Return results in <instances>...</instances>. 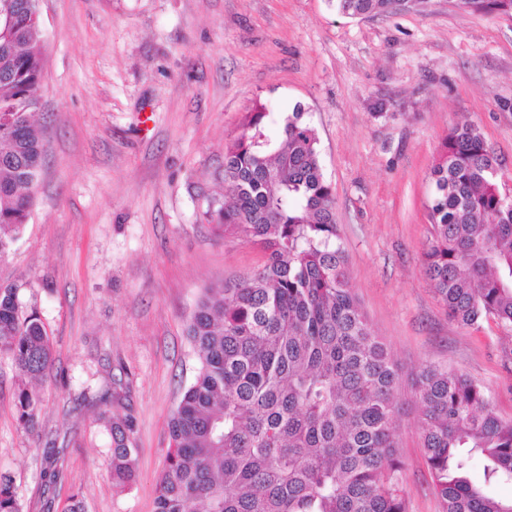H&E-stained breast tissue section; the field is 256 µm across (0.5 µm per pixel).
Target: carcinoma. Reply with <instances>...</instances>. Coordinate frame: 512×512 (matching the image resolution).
<instances>
[{
  "instance_id": "carcinoma-1",
  "label": "carcinoma",
  "mask_w": 512,
  "mask_h": 512,
  "mask_svg": "<svg viewBox=\"0 0 512 512\" xmlns=\"http://www.w3.org/2000/svg\"><path fill=\"white\" fill-rule=\"evenodd\" d=\"M348 18L394 13L390 0H330ZM473 13L512 16V0H457ZM0 258L19 239L34 204L42 132L31 121L43 78L38 0H0ZM247 113L224 150L219 178L230 195L205 199L217 232L259 246L262 266L206 288L187 326L200 367L169 422L171 448L156 512H406L397 456L395 395L401 369L374 335L349 288L334 195L316 129L302 107L281 119ZM500 163L477 126L454 124L430 176L432 237L425 272L462 326L512 328V199ZM0 355L21 378L52 363L46 326L0 284ZM416 422L441 512H512L470 476L512 481V420L483 388L430 364L414 380ZM17 419L28 433L40 396L19 384ZM112 483L134 478L132 421L107 418ZM0 512H21L13 481L0 477Z\"/></svg>"
}]
</instances>
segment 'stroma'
Listing matches in <instances>:
<instances>
[{"label": "stroma", "mask_w": 512, "mask_h": 512, "mask_svg": "<svg viewBox=\"0 0 512 512\" xmlns=\"http://www.w3.org/2000/svg\"><path fill=\"white\" fill-rule=\"evenodd\" d=\"M47 156L0 284L37 310L53 365L34 433L0 357V475L22 512H156L168 421L198 363L186 325L203 288L252 274L260 249L217 235L204 195L247 112L265 133L303 107L336 199L349 284L402 368L395 420L406 512H440L411 375L436 363L512 419V329L451 320L425 273L430 170L449 128L477 125L512 183V18L455 0L373 19L328 0H40ZM131 416L136 479L113 485L111 438L85 390ZM55 465L58 476L44 472Z\"/></svg>", "instance_id": "1"}]
</instances>
